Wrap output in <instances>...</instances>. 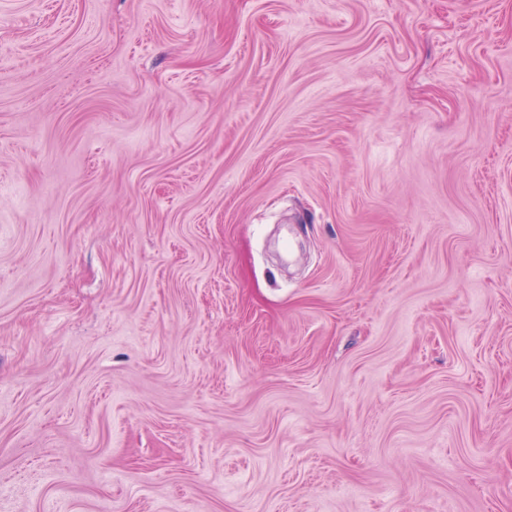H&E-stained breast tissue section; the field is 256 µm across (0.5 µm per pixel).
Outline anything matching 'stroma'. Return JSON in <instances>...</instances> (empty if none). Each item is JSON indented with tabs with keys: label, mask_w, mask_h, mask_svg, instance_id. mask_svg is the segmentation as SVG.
Here are the masks:
<instances>
[{
	"label": "stroma",
	"mask_w": 512,
	"mask_h": 512,
	"mask_svg": "<svg viewBox=\"0 0 512 512\" xmlns=\"http://www.w3.org/2000/svg\"><path fill=\"white\" fill-rule=\"evenodd\" d=\"M0 512H512V0H0Z\"/></svg>",
	"instance_id": "obj_1"
}]
</instances>
